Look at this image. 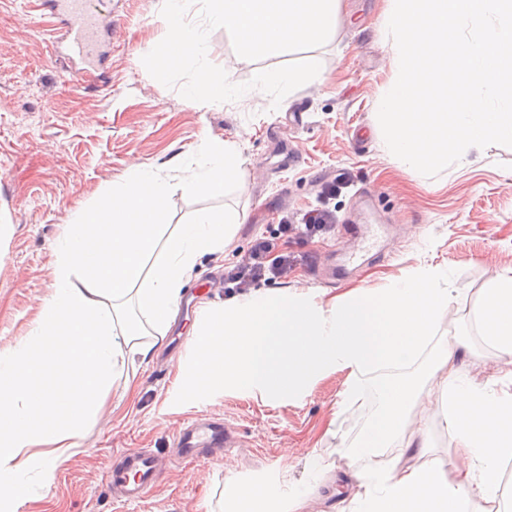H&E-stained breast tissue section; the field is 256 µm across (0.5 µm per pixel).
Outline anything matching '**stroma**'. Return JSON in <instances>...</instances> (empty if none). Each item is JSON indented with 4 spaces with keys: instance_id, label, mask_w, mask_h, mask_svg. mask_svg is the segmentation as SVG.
Listing matches in <instances>:
<instances>
[{
    "instance_id": "1",
    "label": "stroma",
    "mask_w": 512,
    "mask_h": 512,
    "mask_svg": "<svg viewBox=\"0 0 512 512\" xmlns=\"http://www.w3.org/2000/svg\"><path fill=\"white\" fill-rule=\"evenodd\" d=\"M163 0H112L119 27L101 88L75 81L72 62L51 53L44 18L23 0H0V347L28 335L50 292L53 246L81 208L98 203L134 162L162 167L194 163L203 135L239 142L248 157L243 179L228 194L174 193L169 224L199 209L231 205L246 215L223 253L199 259L182 296L221 304L235 288L215 292L210 278L238 262L256 235L282 221L296 230L278 249L297 255L288 277L268 289H310L340 296L351 288L385 287L424 267L446 269L461 301L437 325L476 350L470 377L487 382L507 370L481 338L475 308L496 272L512 268V148L492 146L469 166L427 177L399 167L387 153L375 101L395 66L381 46L384 0H343L336 39L319 48L322 80L289 93L280 105L253 89L219 106H191L178 88L152 78L142 58L166 35ZM212 62L235 83L273 65L299 61L239 57L224 29L210 32ZM342 178L335 194L327 183ZM327 209L334 224L302 229L306 214ZM192 312L179 308L169 332L185 337L178 354L158 341L127 358L103 409L88 419L76 448L57 463L51 485L42 464L26 472L28 499L17 512H221L236 485L266 484L280 512L295 490L307 491L304 512H348L375 459L357 456V441L381 404L378 377L363 378L359 400L337 408L346 375L330 373L285 405L234 391L182 400L175 381L190 361ZM221 418L235 432L226 460L191 463L172 456L173 434L187 420ZM146 448L163 478L139 503L117 508L103 474L116 450Z\"/></svg>"
}]
</instances>
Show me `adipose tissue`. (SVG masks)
<instances>
[{
	"instance_id": "ef3b65f1",
	"label": "adipose tissue",
	"mask_w": 512,
	"mask_h": 512,
	"mask_svg": "<svg viewBox=\"0 0 512 512\" xmlns=\"http://www.w3.org/2000/svg\"><path fill=\"white\" fill-rule=\"evenodd\" d=\"M194 167H129L101 202L77 211L54 243L52 292L28 336L0 351V512L28 494L35 446L49 443L42 480L75 447L83 423L125 374L126 344L143 333L163 339L187 277L203 255L223 251L242 211L201 209L166 233L174 190L226 192L248 163L234 142L203 136ZM457 297L446 270L420 269L383 288H356L324 299L299 289H258L244 299L202 304L192 325L196 358L179 390L197 400L217 388L285 404L318 377L347 374L344 400L361 378L382 370V406L355 443L359 456L394 452L391 469L371 471L356 512H504L499 468L512 458V371L499 385L476 384L470 352L436 324ZM481 337L512 363V268L496 274L474 310ZM430 357L424 379L398 372ZM453 440L458 466L448 478L416 465L430 447L435 405Z\"/></svg>"
}]
</instances>
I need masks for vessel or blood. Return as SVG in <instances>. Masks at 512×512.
<instances>
[{
	"mask_svg": "<svg viewBox=\"0 0 512 512\" xmlns=\"http://www.w3.org/2000/svg\"><path fill=\"white\" fill-rule=\"evenodd\" d=\"M31 5L50 19L56 51L65 52L74 61L82 79L101 72L104 49L111 46L116 35L111 11L101 9L99 0H31ZM231 438V429L222 421L192 423L173 437L171 447L178 459L199 461L223 450ZM161 475L154 452L126 448L107 467L105 481L113 501L122 504L144 498L159 483Z\"/></svg>",
	"mask_w": 512,
	"mask_h": 512,
	"instance_id": "vessel-or-blood-1",
	"label": "vessel or blood"
}]
</instances>
